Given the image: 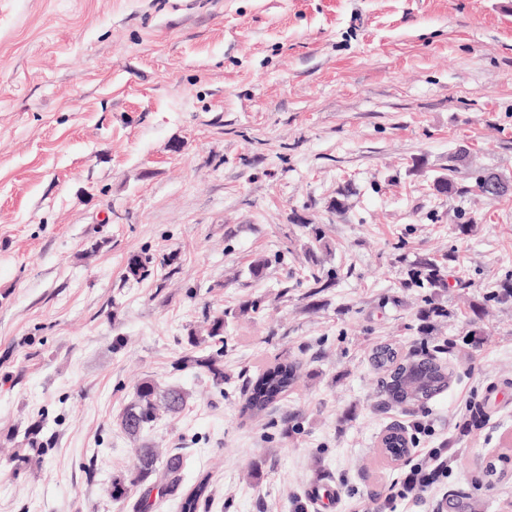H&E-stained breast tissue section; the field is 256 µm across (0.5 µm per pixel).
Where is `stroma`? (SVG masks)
I'll return each mask as SVG.
<instances>
[{
  "label": "stroma",
  "instance_id": "obj_1",
  "mask_svg": "<svg viewBox=\"0 0 512 512\" xmlns=\"http://www.w3.org/2000/svg\"><path fill=\"white\" fill-rule=\"evenodd\" d=\"M462 147L466 194L436 193ZM477 167L512 178V0H0V512H136L112 481L140 445L183 454L184 485L209 475L206 512H319L318 481L337 495L320 512H512V470L482 469L512 457V194L473 191ZM313 224L337 274L314 296ZM445 254L450 317L423 336L428 291L402 283ZM221 312L217 387L183 359ZM382 342L439 354L448 390L380 409ZM278 357L300 382L242 416ZM145 378L189 399L133 440L117 420ZM395 422L449 468L389 504ZM34 424L40 456L15 460Z\"/></svg>",
  "mask_w": 512,
  "mask_h": 512
}]
</instances>
